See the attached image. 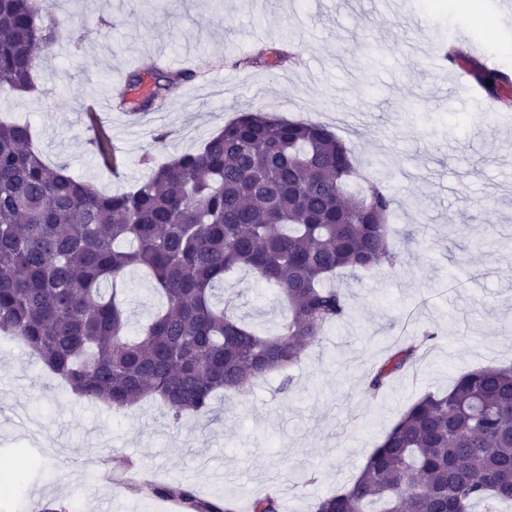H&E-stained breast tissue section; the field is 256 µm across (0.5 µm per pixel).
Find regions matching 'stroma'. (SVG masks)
I'll return each instance as SVG.
<instances>
[{
  "instance_id": "1",
  "label": "stroma",
  "mask_w": 512,
  "mask_h": 512,
  "mask_svg": "<svg viewBox=\"0 0 512 512\" xmlns=\"http://www.w3.org/2000/svg\"><path fill=\"white\" fill-rule=\"evenodd\" d=\"M502 0H50L79 44L54 46L36 91L0 92V118L29 122L33 146L51 165L106 193L132 190L161 164L197 149L244 112L326 125L354 166L380 180L398 206L394 266L341 277L346 319L278 377L215 402L210 418L174 422L155 402L118 413L79 398L24 348L0 339V468L17 475L0 512L47 501L84 512H167L169 501L124 479L184 484L206 499L228 496L241 512L269 486L281 512H314L318 497L349 483L373 448L424 392L448 390L464 373L512 365V109L475 116L487 100L450 93L460 68L429 62L449 38L465 54L512 78V13ZM294 45L296 64L235 67L259 45ZM151 50L192 53L195 80L162 112L137 122L111 109L109 83ZM95 120H88L87 108ZM109 136L114 169L89 140ZM166 132L165 141L157 133ZM424 213H417L416 203ZM130 328L161 305L150 280L125 283ZM236 316L261 332L285 313L275 288L240 269L224 280ZM435 332L418 368L378 394L367 383L396 343Z\"/></svg>"
}]
</instances>
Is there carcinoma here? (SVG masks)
Segmentation results:
<instances>
[{"instance_id":"carcinoma-1","label":"carcinoma","mask_w":512,"mask_h":512,"mask_svg":"<svg viewBox=\"0 0 512 512\" xmlns=\"http://www.w3.org/2000/svg\"><path fill=\"white\" fill-rule=\"evenodd\" d=\"M59 40L42 0H0V90H35L39 63ZM295 59L264 47L249 63ZM464 63L490 96L512 106L506 75ZM145 73L152 83L128 102L133 111L149 110L194 76L138 69L128 88L141 86ZM90 144L113 167L108 136L96 129ZM395 204L328 127L267 112L240 114L199 150L112 195L65 165H48L28 125L0 121V337L116 412L153 400L176 421L206 416L217 396L230 399L271 374L287 388L288 369L348 314L344 294L326 282L393 265ZM136 268L149 273L164 307L131 336L116 285ZM238 268L277 288L288 309L277 333L265 336L237 318L236 296H217ZM434 339L428 331L393 350L368 391L379 394ZM146 490L191 512H236L231 501L202 499L188 487ZM455 499L465 512L512 502V368H479L446 392L424 393L349 484L317 499L315 512H450ZM280 509L275 494L251 506Z\"/></svg>"}]
</instances>
